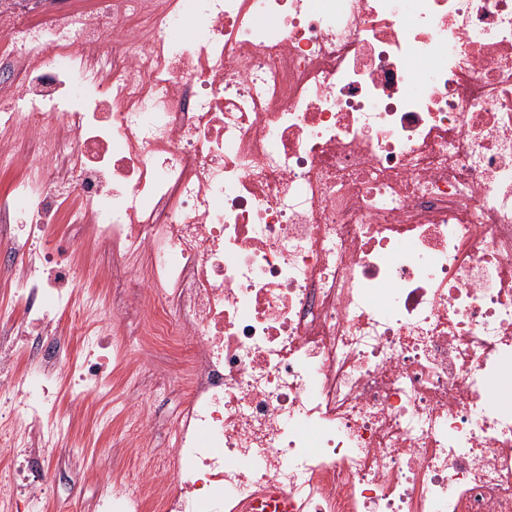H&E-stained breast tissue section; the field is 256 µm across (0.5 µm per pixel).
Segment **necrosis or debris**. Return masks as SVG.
I'll return each instance as SVG.
<instances>
[{"label": "necrosis or debris", "instance_id": "necrosis-or-debris-1", "mask_svg": "<svg viewBox=\"0 0 512 512\" xmlns=\"http://www.w3.org/2000/svg\"><path fill=\"white\" fill-rule=\"evenodd\" d=\"M0 44V512H46L56 380L111 384L146 306L183 398L160 456L100 417L143 454L99 512H512V0L7 2Z\"/></svg>", "mask_w": 512, "mask_h": 512}]
</instances>
